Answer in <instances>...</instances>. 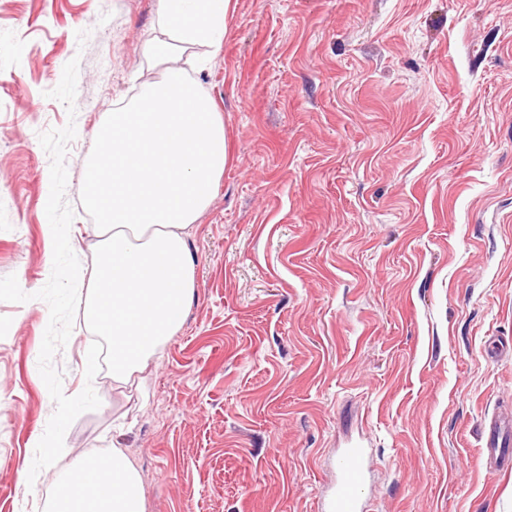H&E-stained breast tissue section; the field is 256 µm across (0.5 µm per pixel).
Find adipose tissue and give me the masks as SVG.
<instances>
[{"instance_id": "1", "label": "adipose tissue", "mask_w": 512, "mask_h": 512, "mask_svg": "<svg viewBox=\"0 0 512 512\" xmlns=\"http://www.w3.org/2000/svg\"><path fill=\"white\" fill-rule=\"evenodd\" d=\"M231 2L159 0L163 33L144 50L167 72L95 136L85 202L100 219V240L77 299L108 340L116 383L133 381L181 328L193 292L187 239L228 152L213 99L176 61L197 46L220 50ZM44 512H145L141 475L120 448L86 453L56 479Z\"/></svg>"}]
</instances>
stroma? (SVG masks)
<instances>
[{
  "label": "stroma",
  "instance_id": "obj_1",
  "mask_svg": "<svg viewBox=\"0 0 512 512\" xmlns=\"http://www.w3.org/2000/svg\"><path fill=\"white\" fill-rule=\"evenodd\" d=\"M158 0H0V512L122 448L145 512H323L364 444L372 512H512L483 428L512 411V0H232L205 68L229 161L188 238L181 329L27 474L55 411L38 367L53 240L41 133L74 122L70 243L92 269L86 165L106 112L165 68ZM79 59L75 113L48 90ZM94 335L53 357L65 395Z\"/></svg>",
  "mask_w": 512,
  "mask_h": 512
}]
</instances>
